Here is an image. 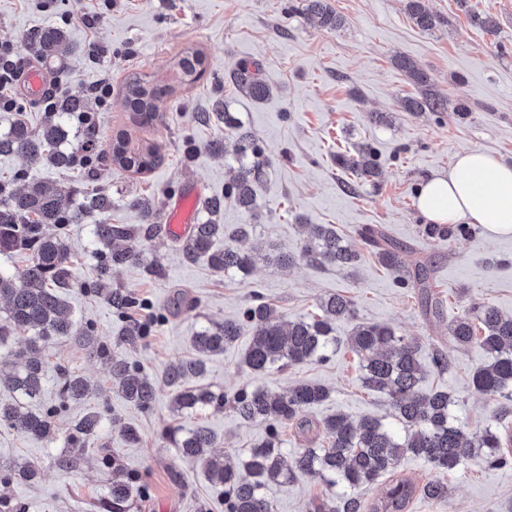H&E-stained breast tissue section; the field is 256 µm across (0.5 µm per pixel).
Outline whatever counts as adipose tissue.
I'll return each mask as SVG.
<instances>
[{
	"label": "adipose tissue",
	"instance_id": "obj_1",
	"mask_svg": "<svg viewBox=\"0 0 512 512\" xmlns=\"http://www.w3.org/2000/svg\"><path fill=\"white\" fill-rule=\"evenodd\" d=\"M417 207L432 224H479L487 237L512 235V166L481 149L461 151L448 173L421 187Z\"/></svg>",
	"mask_w": 512,
	"mask_h": 512
}]
</instances>
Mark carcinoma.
<instances>
[{
    "label": "carcinoma",
    "instance_id": "obj_1",
    "mask_svg": "<svg viewBox=\"0 0 512 512\" xmlns=\"http://www.w3.org/2000/svg\"><path fill=\"white\" fill-rule=\"evenodd\" d=\"M407 9L422 30H432L440 23L425 0H407ZM308 11L323 27L333 29L342 24L330 0H309ZM25 42L40 58L48 60L65 45L66 33L49 27L27 35ZM204 63L202 50L188 46L172 57L169 75L164 79L130 73L121 92L132 120L152 124L170 98L200 81L206 71ZM401 67L421 88L420 97L407 100L405 108L411 112L441 108L443 99L428 88L424 74L406 60L401 61ZM229 78L253 101H264L271 95V88L246 64L229 71ZM88 108L86 97L63 100L46 113L36 130L19 119L8 133L0 135V154H18L32 165L72 167L77 153L63 151L58 144L68 135L69 116ZM200 119L224 122V130L234 138L237 174L225 184L224 194L246 212L255 213L257 188L267 174L261 147L221 100L216 111L203 112ZM104 155L112 166L142 174L159 160V146L148 139L133 141L118 131ZM336 163L360 179L375 178L379 173L377 151L368 143L353 154L336 155ZM16 183L15 178L0 180V254L25 252L28 264L17 275L0 271V300L6 301L5 315L0 317V372L8 371L4 387L14 394L12 402L0 404V426L53 442L55 419L68 406L86 400L88 385L83 377L61 367L58 402L37 412L29 409V403L39 398L46 379V362L38 356L45 346L72 341L106 359L112 386L139 408L152 406L155 388L144 369L113 350L112 344L100 342L89 327L78 326L71 318L68 302L58 293V289L73 285L74 256L65 239L66 225L79 223L87 213L106 214L112 209V197L99 189H89L82 202L74 205L69 193L54 183L38 181L20 187ZM305 228L307 239L301 258L308 264L346 270L360 260V254L334 225L307 224ZM141 232L140 228L103 221L93 225V235L101 248L94 254L95 279L85 283L84 289L102 296L123 318L144 303L132 293L112 287V273L141 260L139 252L123 245ZM357 234L378 263L395 274L398 287L415 289L426 314L440 320L442 300L434 291L432 270L418 259L405 258L402 248L376 225L365 224ZM221 237L224 247L217 248L215 242ZM256 237L255 224H240L227 235L224 225L207 220L191 225L183 252L189 261L205 259L217 272L246 274L255 262L257 248L245 250L241 244ZM319 309L321 314L311 318L285 320L274 304L256 294L239 318L202 328L193 337L197 357L169 368L165 374L166 383L174 391L173 409L181 416L228 407L243 420L267 423L263 440L246 457L227 456L220 466L212 459L217 441L209 428L178 424L161 433L163 446L177 449L205 470L212 483L224 487V512H276L265 489L311 474L321 476L334 489V495L321 500L314 512H406L417 491L406 479L388 482L382 495L368 507L362 492L379 478L394 473L408 454L423 459L436 471V477L423 486L422 492L440 502L449 498L448 475L470 462L478 461L488 469L512 464V432L498 427L512 416V316L484 303L472 304L475 314L465 312L448 324V344H431L428 364L419 357L422 344L398 335L392 327L366 322L354 326L347 346L359 359V380L363 388L385 396L389 422L370 416L354 422L343 413L317 423L309 420L305 411L329 397L326 387L313 382L298 383L283 393L244 387L231 397L206 386L187 385L188 379L206 372L207 357L224 352L239 339L245 325L253 330V336L242 364L252 373L329 359L339 345L333 335L334 325L355 318V303L334 293L321 299ZM148 331V324L128 320L117 342L134 346ZM473 343L484 350L486 361L474 371L471 388L491 404L490 424L478 435L471 433L454 413L457 399L453 393L420 388L427 373L448 371L450 348ZM100 421L97 411L82 415L67 437V447L79 449L94 443ZM286 422L293 423L309 444L297 449L290 462L281 449L280 427ZM37 476L38 472L27 466H0V477L6 481L19 478L33 482ZM137 493L138 487L123 474L117 460H112V512H128Z\"/></svg>",
    "mask_w": 512,
    "mask_h": 512
}]
</instances>
